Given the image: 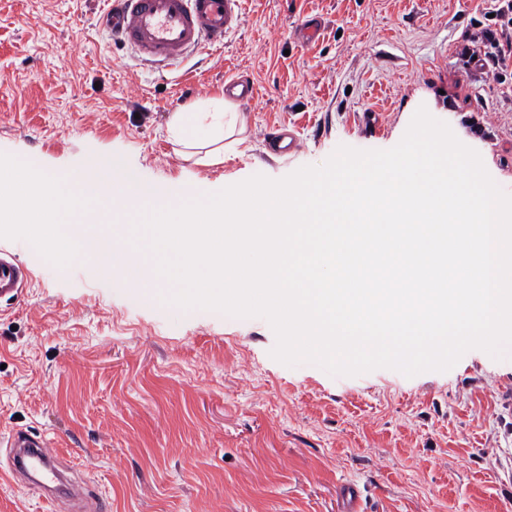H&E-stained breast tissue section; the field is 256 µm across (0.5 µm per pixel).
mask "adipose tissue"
Here are the masks:
<instances>
[{
	"label": "adipose tissue",
	"instance_id": "ef3b65f1",
	"mask_svg": "<svg viewBox=\"0 0 512 512\" xmlns=\"http://www.w3.org/2000/svg\"><path fill=\"white\" fill-rule=\"evenodd\" d=\"M245 121L232 109L221 112H177L169 123V132L188 148H204L226 142L235 148L244 142Z\"/></svg>",
	"mask_w": 512,
	"mask_h": 512
}]
</instances>
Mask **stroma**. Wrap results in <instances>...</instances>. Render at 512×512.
Segmentation results:
<instances>
[{"label": "stroma", "mask_w": 512, "mask_h": 512, "mask_svg": "<svg viewBox=\"0 0 512 512\" xmlns=\"http://www.w3.org/2000/svg\"><path fill=\"white\" fill-rule=\"evenodd\" d=\"M108 0H0V153L69 177L118 160L182 203L253 175L321 165L338 146L385 150L419 107L476 150L512 194V76L482 51L495 0H243L240 26L161 70L100 26ZM325 22L301 46L302 16ZM248 138L206 164L169 133L173 113L211 112L225 79ZM293 127L273 152V127ZM32 272L0 302V469L18 430L46 433L74 482L110 512H512V348L473 349L446 372L333 377L269 352L260 317L139 298L123 273L58 268L0 238ZM24 480H0V512H44Z\"/></svg>", "instance_id": "obj_1"}]
</instances>
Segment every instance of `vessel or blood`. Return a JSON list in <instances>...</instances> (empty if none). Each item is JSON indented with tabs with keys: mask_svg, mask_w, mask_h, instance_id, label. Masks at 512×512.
<instances>
[{
	"mask_svg": "<svg viewBox=\"0 0 512 512\" xmlns=\"http://www.w3.org/2000/svg\"><path fill=\"white\" fill-rule=\"evenodd\" d=\"M240 5L241 0H114L101 23L142 56L177 61L204 47H223L225 37L241 23ZM29 277V269L12 252L0 249V301L18 297ZM12 440L21 450L16 468L25 470L31 461H40L41 483L53 482L52 440L22 431Z\"/></svg>",
	"mask_w": 512,
	"mask_h": 512,
	"instance_id": "vessel-or-blood-1",
	"label": "vessel or blood"
}]
</instances>
